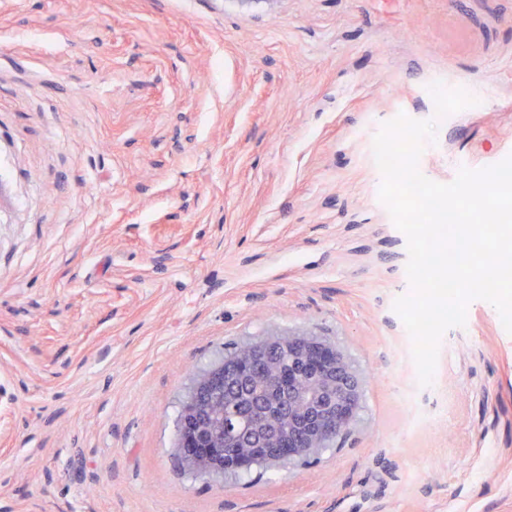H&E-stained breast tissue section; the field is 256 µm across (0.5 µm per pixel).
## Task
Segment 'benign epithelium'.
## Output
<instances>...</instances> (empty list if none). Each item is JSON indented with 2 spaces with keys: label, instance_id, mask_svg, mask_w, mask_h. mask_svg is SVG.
<instances>
[{
  "label": "benign epithelium",
  "instance_id": "7a95c632",
  "mask_svg": "<svg viewBox=\"0 0 512 512\" xmlns=\"http://www.w3.org/2000/svg\"><path fill=\"white\" fill-rule=\"evenodd\" d=\"M286 356L296 367L282 376L275 372L276 359ZM263 366L269 374L256 384V395L281 392L288 384V422L254 415L251 444L271 442L274 451L259 455L254 449L224 442V420L202 402V396L224 386V374L232 369L244 376ZM363 395L360 374L350 360L326 341L305 333L281 334L242 346L226 364L199 376L181 413L184 442L178 449L187 468L200 474H222L255 462L269 465L293 462L318 453L335 438L351 432L359 417Z\"/></svg>",
  "mask_w": 512,
  "mask_h": 512
}]
</instances>
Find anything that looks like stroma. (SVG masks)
Returning a JSON list of instances; mask_svg holds the SVG:
<instances>
[{
    "label": "stroma",
    "instance_id": "stroma-1",
    "mask_svg": "<svg viewBox=\"0 0 512 512\" xmlns=\"http://www.w3.org/2000/svg\"><path fill=\"white\" fill-rule=\"evenodd\" d=\"M476 106L436 118L430 84ZM447 184L512 141V0H0V512H512V334L475 299L401 364L407 238L373 141ZM307 332L364 380L344 442L200 475L195 379Z\"/></svg>",
    "mask_w": 512,
    "mask_h": 512
}]
</instances>
